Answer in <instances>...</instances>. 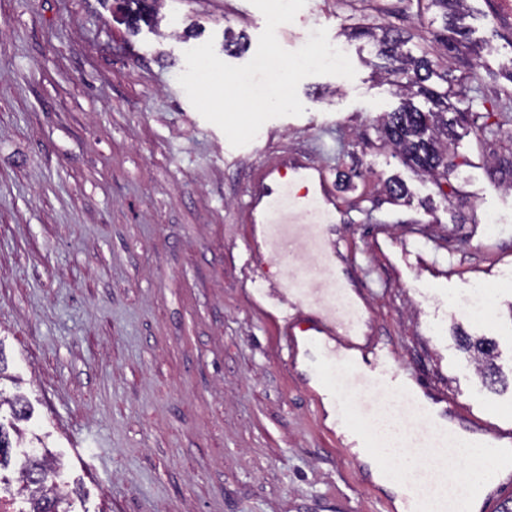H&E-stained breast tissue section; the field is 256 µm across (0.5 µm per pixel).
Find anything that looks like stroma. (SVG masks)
Listing matches in <instances>:
<instances>
[{
  "instance_id": "obj_1",
  "label": "stroma",
  "mask_w": 512,
  "mask_h": 512,
  "mask_svg": "<svg viewBox=\"0 0 512 512\" xmlns=\"http://www.w3.org/2000/svg\"><path fill=\"white\" fill-rule=\"evenodd\" d=\"M467 3L468 59L512 109V21ZM358 23L416 43L431 30L407 0H306L278 42L295 51L326 28L356 76L303 79L302 115L234 147L177 77L209 40L228 64L253 58L265 18L250 0H160L134 23L117 0H0V394L27 399L20 428L61 465L69 512H396L272 321L301 319L284 278L319 266L297 251L282 270L245 222L248 176L276 149L317 162L335 192L362 357L386 351L476 426L512 423V138L457 127L458 168L437 190L380 145L403 96L349 37ZM479 285L489 323L456 306ZM461 333L494 340L496 386Z\"/></svg>"
}]
</instances>
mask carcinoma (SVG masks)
I'll return each instance as SVG.
<instances>
[{
	"label": "carcinoma",
	"instance_id": "cac0c4a2",
	"mask_svg": "<svg viewBox=\"0 0 512 512\" xmlns=\"http://www.w3.org/2000/svg\"><path fill=\"white\" fill-rule=\"evenodd\" d=\"M416 7L441 19V26L432 31V44L447 53L468 54L470 27L465 0H416ZM351 35L373 40L376 58L380 60L376 67L383 70L389 82L408 98L421 97L430 104L424 111L409 101L399 110L388 113L380 123V141L407 164L432 177L438 189H443V182L457 167L458 157L453 147V121L448 119V112L454 109L451 99L474 103L468 91L471 90L469 84L477 80V74L453 77L446 71H436L427 48L411 51L407 48L408 40L385 25H359L353 28ZM458 341L462 349L474 353L480 375L495 382L493 340L460 335ZM55 474L56 461L52 458L43 456L24 461L19 481L22 490L30 495V512H62V498L54 486Z\"/></svg>",
	"mask_w": 512,
	"mask_h": 512
}]
</instances>
